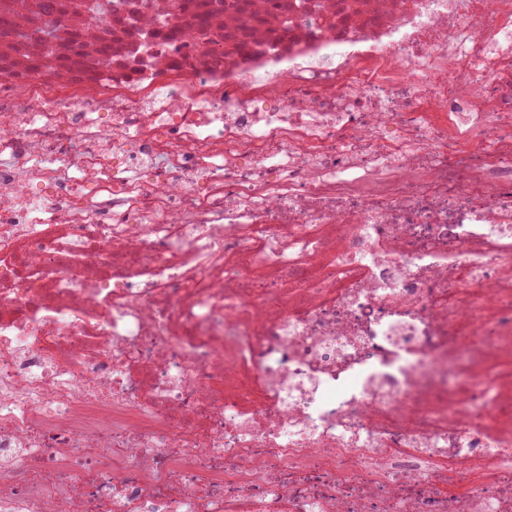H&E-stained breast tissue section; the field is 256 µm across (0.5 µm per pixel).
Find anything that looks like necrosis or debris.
I'll use <instances>...</instances> for the list:
<instances>
[{
  "label": "necrosis or debris",
  "mask_w": 512,
  "mask_h": 512,
  "mask_svg": "<svg viewBox=\"0 0 512 512\" xmlns=\"http://www.w3.org/2000/svg\"><path fill=\"white\" fill-rule=\"evenodd\" d=\"M120 2L0 0V512H512V0Z\"/></svg>",
  "instance_id": "obj_1"
}]
</instances>
